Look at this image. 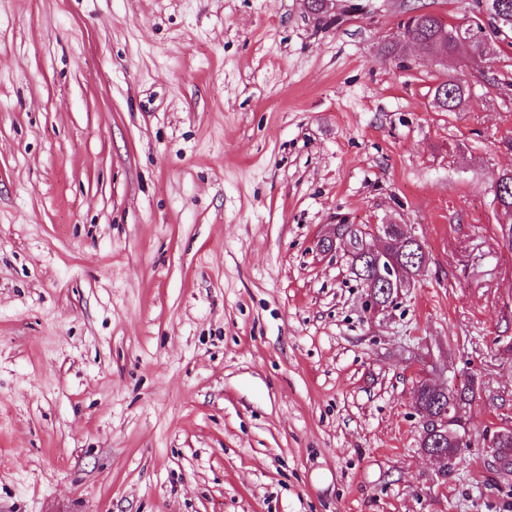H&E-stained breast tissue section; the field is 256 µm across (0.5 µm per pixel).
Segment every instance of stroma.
<instances>
[{
	"label": "stroma",
	"mask_w": 512,
	"mask_h": 512,
	"mask_svg": "<svg viewBox=\"0 0 512 512\" xmlns=\"http://www.w3.org/2000/svg\"><path fill=\"white\" fill-rule=\"evenodd\" d=\"M421 13L479 19L0 0V512H512V42L440 59L400 42ZM343 224L428 254L378 314ZM420 369L480 383L447 470ZM457 82L454 79H448L440 82L435 87L434 97L441 93L442 99L446 101L445 108L442 110L444 112H448V106L452 108L450 109L452 112H456V110L465 106L471 98V92L466 89V86L465 91H462ZM417 412L420 415L419 422L421 424V436L425 438L428 442L430 441V439H434L436 441L434 444H437L438 446L441 447L421 448L422 451L426 455H432L434 457L439 458L444 464H446L444 468H448V465H451L455 459V456H450V452L452 450H455V454H458V452L462 448L469 447L471 443L469 432H461L459 429L450 428L447 419L442 418L441 416H437L433 409L419 407ZM443 438H448L449 441L453 444L454 448H448V444L446 448H443ZM460 454L457 455L458 462L461 458Z\"/></svg>",
	"instance_id": "1"
}]
</instances>
